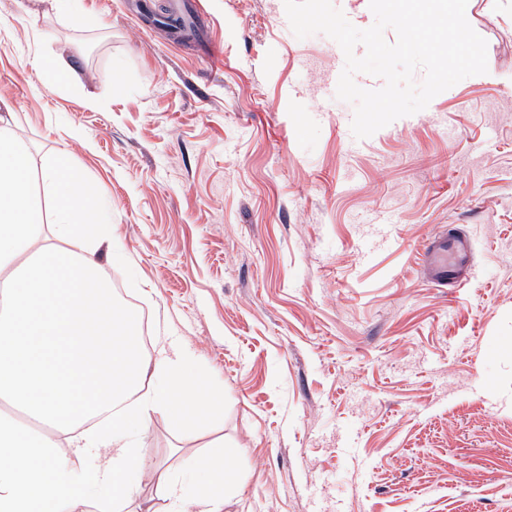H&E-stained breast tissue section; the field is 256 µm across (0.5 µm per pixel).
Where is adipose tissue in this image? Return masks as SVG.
<instances>
[{
  "instance_id": "obj_1",
  "label": "adipose tissue",
  "mask_w": 512,
  "mask_h": 512,
  "mask_svg": "<svg viewBox=\"0 0 512 512\" xmlns=\"http://www.w3.org/2000/svg\"><path fill=\"white\" fill-rule=\"evenodd\" d=\"M26 168L23 143L1 122L0 512H127L146 471L133 433L158 413L192 428L220 415L223 400L201 391L178 348L134 351L141 318L113 294L98 258L113 231L94 183L65 155L44 166L55 195L45 238ZM188 466L202 475L191 492L181 471L158 475L167 512H223V451ZM103 485L110 500L94 493Z\"/></svg>"
}]
</instances>
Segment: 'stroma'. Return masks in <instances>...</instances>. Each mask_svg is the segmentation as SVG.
Returning a JSON list of instances; mask_svg holds the SVG:
<instances>
[{"label":"stroma","instance_id":"obj_1","mask_svg":"<svg viewBox=\"0 0 512 512\" xmlns=\"http://www.w3.org/2000/svg\"><path fill=\"white\" fill-rule=\"evenodd\" d=\"M0 0L1 115L65 152L116 228L111 273L224 411L155 416L149 471L224 445V512H512V0H471L490 77L356 139L340 46L297 38L284 0ZM221 45L222 69L204 58ZM71 72L49 82L43 59ZM118 84H110V76ZM470 239L456 287L419 264Z\"/></svg>","mask_w":512,"mask_h":512}]
</instances>
